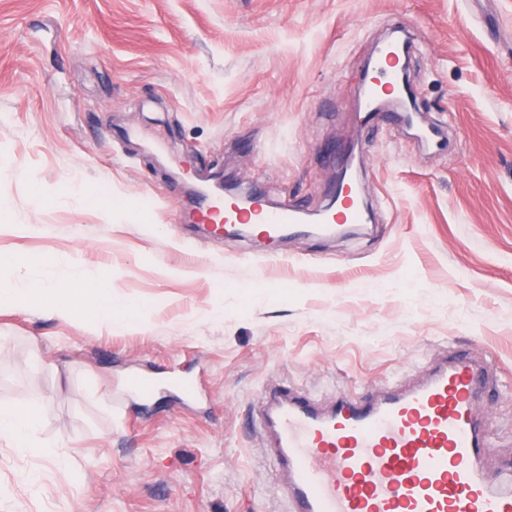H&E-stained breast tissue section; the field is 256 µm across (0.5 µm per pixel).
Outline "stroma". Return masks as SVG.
<instances>
[{"label":"stroma","mask_w":512,"mask_h":512,"mask_svg":"<svg viewBox=\"0 0 512 512\" xmlns=\"http://www.w3.org/2000/svg\"><path fill=\"white\" fill-rule=\"evenodd\" d=\"M404 26L439 151L389 113L355 121L365 60ZM352 138L384 223L267 247L180 220L196 175L219 169L318 209ZM75 269L122 309L0 304V408H33L48 447L0 438V512H287L251 431L266 382L374 394L414 382L444 343L495 359L475 413L498 477L512 468V0H0V290ZM132 373L168 388L134 397Z\"/></svg>","instance_id":"stroma-1"}]
</instances>
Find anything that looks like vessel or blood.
I'll return each mask as SVG.
<instances>
[{
	"label": "vessel or blood",
	"instance_id": "b4317fda",
	"mask_svg": "<svg viewBox=\"0 0 512 512\" xmlns=\"http://www.w3.org/2000/svg\"><path fill=\"white\" fill-rule=\"evenodd\" d=\"M400 54L393 45L380 47L366 79L365 110L382 92L402 94ZM195 212L228 224L257 214L271 237L327 235L365 220L353 187L337 189L334 207L310 215L266 210L258 193L244 207L204 181ZM494 368L488 357L432 352L419 382L375 399L343 393L324 406L285 384L267 390L253 428L275 450L291 512H512V488L493 487L484 474L490 442L474 412Z\"/></svg>",
	"mask_w": 512,
	"mask_h": 512
}]
</instances>
